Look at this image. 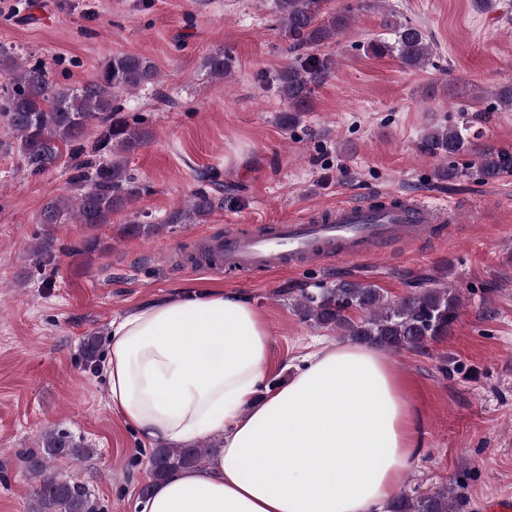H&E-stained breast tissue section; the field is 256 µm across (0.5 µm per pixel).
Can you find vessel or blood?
Returning <instances> with one entry per match:
<instances>
[{
	"mask_svg": "<svg viewBox=\"0 0 512 512\" xmlns=\"http://www.w3.org/2000/svg\"><path fill=\"white\" fill-rule=\"evenodd\" d=\"M382 209H375V201ZM378 200L339 201L282 224L235 227L219 237H195L208 261H185V268L223 270L248 280L269 273L333 259L357 262L391 255H409L427 238L443 237L457 220L453 204L430 203L411 195L380 194Z\"/></svg>",
	"mask_w": 512,
	"mask_h": 512,
	"instance_id": "b4317fda",
	"label": "vessel or blood"
}]
</instances>
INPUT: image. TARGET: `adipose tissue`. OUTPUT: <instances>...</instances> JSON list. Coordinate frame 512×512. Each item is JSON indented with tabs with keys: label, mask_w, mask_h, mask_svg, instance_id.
I'll return each instance as SVG.
<instances>
[{
	"label": "adipose tissue",
	"mask_w": 512,
	"mask_h": 512,
	"mask_svg": "<svg viewBox=\"0 0 512 512\" xmlns=\"http://www.w3.org/2000/svg\"><path fill=\"white\" fill-rule=\"evenodd\" d=\"M109 406L146 445L219 436L136 512H383L421 446L405 381L375 347L325 345L265 385L271 338L243 295L183 292L114 319Z\"/></svg>",
	"instance_id": "1"
}]
</instances>
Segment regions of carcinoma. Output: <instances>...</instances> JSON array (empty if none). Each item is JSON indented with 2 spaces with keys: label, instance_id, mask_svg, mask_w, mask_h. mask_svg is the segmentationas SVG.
Here are the masks:
<instances>
[{
  "label": "carcinoma",
  "instance_id": "carcinoma-1",
  "mask_svg": "<svg viewBox=\"0 0 512 512\" xmlns=\"http://www.w3.org/2000/svg\"><path fill=\"white\" fill-rule=\"evenodd\" d=\"M328 0H274L280 25L293 47L321 49L336 43L347 27V15L325 9ZM393 41L377 39L367 45L374 56L396 54L403 67L420 69L430 60L426 36L409 23L385 21ZM235 60L229 51L215 52L205 60L209 74L219 80L228 76ZM330 73L327 59L310 56L283 67L276 76L278 92L288 108L285 126L299 123L310 110L314 88ZM0 75L8 83L0 87V110L7 112L17 134V149L32 173L38 174L67 155L86 152L89 131H94L91 157L77 163L68 180L73 195L48 201L40 214L43 224H59L70 214L76 223L90 229L111 221L112 213L130 207L140 188L127 168V154L146 143V132L138 118L130 117L114 104L115 93L157 88V67L140 54L123 53L107 58L98 78L80 88L57 85L45 66L24 69L15 55L0 47ZM474 116L461 125L437 128L425 138L431 154L454 156L466 148L465 131ZM486 179L512 175V153L485 151L478 163ZM212 179L201 178V186L188 204L173 212L171 224H204L215 209ZM462 299L456 289L438 284L390 300L380 289L354 281H326L301 289L294 299L295 312L305 321L340 332L351 341L393 351H410L447 334L458 316ZM216 445L201 442L188 447H159L150 457L151 481L157 482L185 468L205 465ZM94 449L72 435L46 431L37 447L19 455L25 469L39 478L29 512H96L89 488L51 472L48 462L57 458L80 461ZM463 503L454 485L417 496H400L388 512H461Z\"/></svg>",
  "mask_w": 512,
  "mask_h": 512
}]
</instances>
